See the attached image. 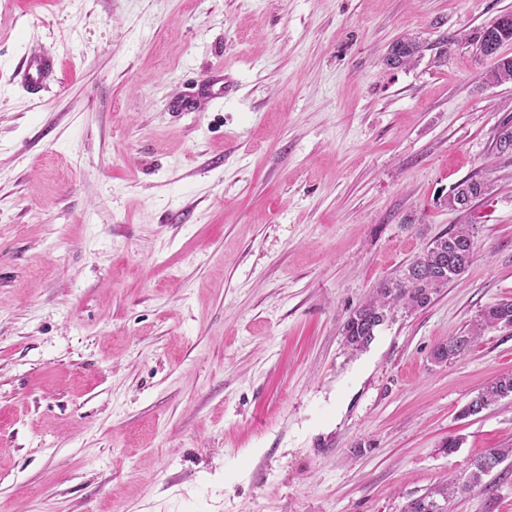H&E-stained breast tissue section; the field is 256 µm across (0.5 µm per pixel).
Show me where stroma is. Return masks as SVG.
<instances>
[{"label":"stroma","instance_id":"stroma-1","mask_svg":"<svg viewBox=\"0 0 512 512\" xmlns=\"http://www.w3.org/2000/svg\"><path fill=\"white\" fill-rule=\"evenodd\" d=\"M507 12L0 0V512H403L512 447V396L460 415L512 329L431 357L512 301V83L476 41ZM27 51L56 60L36 97ZM470 176L489 193L448 209ZM462 225L467 271L349 350L348 317ZM504 466L449 512H512ZM420 52V45L413 39H406L397 42L391 49L388 63L390 65L400 66L408 63ZM502 321L512 322V302H501L484 310L477 326L468 333L452 336L448 341L437 345L433 349L432 358L438 363H444L459 357L469 350L481 330L497 326Z\"/></svg>","mask_w":512,"mask_h":512}]
</instances>
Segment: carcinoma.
Returning <instances> with one entry per match:
<instances>
[{"mask_svg":"<svg viewBox=\"0 0 512 512\" xmlns=\"http://www.w3.org/2000/svg\"><path fill=\"white\" fill-rule=\"evenodd\" d=\"M509 42L512 43V20L493 31H483L479 38V44L485 46L490 55L496 54L503 44ZM419 52L418 42L410 38L401 40L392 47L389 64H406ZM484 80L495 85L512 83V57H499ZM488 190L489 185L485 181L469 177L458 183L448 195V208L467 210ZM473 245L472 235L465 228L435 238L398 276L380 283L375 294L348 318L343 327L346 346L353 352L366 348L377 327L393 318L397 308L412 311L428 307L442 288L466 271L472 259ZM503 321L512 322V302H501L484 310L477 326L437 345L432 358L444 363L459 357L469 350L481 330ZM508 396H512V373L494 379L461 410V416L475 415L479 409ZM510 457L512 448L485 450L471 462L465 480L453 478L443 481L427 494L410 500L403 512H448V503L453 497L480 485L490 469L497 468Z\"/></svg>","mask_w":512,"mask_h":512,"instance_id":"obj_1","label":"carcinoma"}]
</instances>
